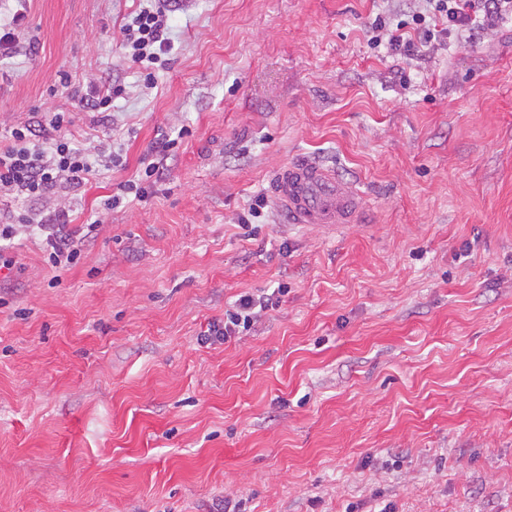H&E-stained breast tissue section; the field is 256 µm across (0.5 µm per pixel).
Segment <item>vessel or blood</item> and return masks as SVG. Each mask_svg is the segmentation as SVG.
<instances>
[{
	"label": "vessel or blood",
	"mask_w": 512,
	"mask_h": 512,
	"mask_svg": "<svg viewBox=\"0 0 512 512\" xmlns=\"http://www.w3.org/2000/svg\"><path fill=\"white\" fill-rule=\"evenodd\" d=\"M272 202L297 224L341 231L358 223L364 201L333 169L299 159L279 167L272 180Z\"/></svg>",
	"instance_id": "vessel-or-blood-1"
}]
</instances>
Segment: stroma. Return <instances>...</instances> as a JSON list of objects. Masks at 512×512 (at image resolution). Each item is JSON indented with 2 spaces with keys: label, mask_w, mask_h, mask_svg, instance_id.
<instances>
[{
  "label": "stroma",
  "mask_w": 512,
  "mask_h": 512,
  "mask_svg": "<svg viewBox=\"0 0 512 512\" xmlns=\"http://www.w3.org/2000/svg\"><path fill=\"white\" fill-rule=\"evenodd\" d=\"M142 0H27L0 133L64 112L125 167L0 217L66 209L0 275V512H512V22L401 55L419 0H180L156 86L121 46ZM113 81L111 118L55 93ZM176 137L157 192L102 210ZM306 158L364 197L340 235L237 218ZM248 336L202 344L244 292ZM8 222L0 224V271L2 268L11 269L14 264L13 257L8 256L7 252L14 246L15 238L22 233H26L30 228L36 226L46 233L45 248L48 253V260L53 267L65 268L74 265L81 256L82 242L85 238L91 237L100 224H85L87 232L80 238H77L75 232L68 229L65 213L54 215L43 222L41 219L38 224H34L35 218L29 213H18L9 215ZM52 224H39V223ZM3 223V224H2ZM2 241L5 242L2 244Z\"/></svg>",
  "instance_id": "obj_1"
}]
</instances>
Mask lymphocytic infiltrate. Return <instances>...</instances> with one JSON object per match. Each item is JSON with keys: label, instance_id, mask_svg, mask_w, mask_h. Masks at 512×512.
<instances>
[{"label": "lymphocytic infiltrate", "instance_id": "lymphocytic-infiltrate-1", "mask_svg": "<svg viewBox=\"0 0 512 512\" xmlns=\"http://www.w3.org/2000/svg\"><path fill=\"white\" fill-rule=\"evenodd\" d=\"M426 8L411 20H398L395 31H387L383 18H375L371 25V41H388L392 49L412 50V43L404 41L401 32L407 24L421 31L425 43L446 44L448 40L462 38L464 33L481 27L492 29L512 20V0H425ZM169 0H152L141 7L122 28L123 45L131 59L146 70L147 80H154L153 68L161 63L170 49ZM64 113L50 116V137L39 141L31 126L23 125L11 130L7 145L0 146V194L23 199L38 198L60 189H77L88 181L96 169L121 168L125 161L122 153L90 154L80 148L72 134L64 129ZM174 146L173 140L153 142L141 163L138 178L126 181L117 195L108 198L106 209L118 207L123 198L144 200L160 179L162 170ZM45 248L53 267L74 265L80 255L82 241L69 230L64 215L52 216L43 225ZM273 303L269 294H243L224 310V318L210 322L202 342H230L240 339L254 329Z\"/></svg>", "mask_w": 512, "mask_h": 512}]
</instances>
